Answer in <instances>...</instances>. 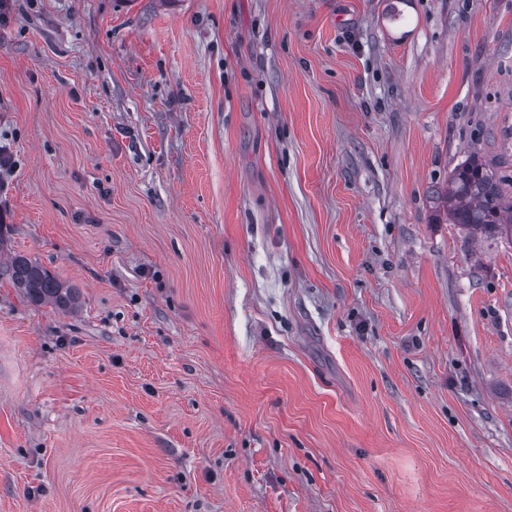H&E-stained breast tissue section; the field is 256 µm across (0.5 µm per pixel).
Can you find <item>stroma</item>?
Here are the masks:
<instances>
[{"instance_id": "stroma-1", "label": "stroma", "mask_w": 512, "mask_h": 512, "mask_svg": "<svg viewBox=\"0 0 512 512\" xmlns=\"http://www.w3.org/2000/svg\"><path fill=\"white\" fill-rule=\"evenodd\" d=\"M0 512H512V0H9ZM438 208L448 224L471 233L503 235L512 239V191L477 157L454 168L448 187L438 193ZM18 288L29 302L50 303L61 309H73L77 297L74 289L63 283L47 268L23 255L10 256L0 264V277Z\"/></svg>"}]
</instances>
